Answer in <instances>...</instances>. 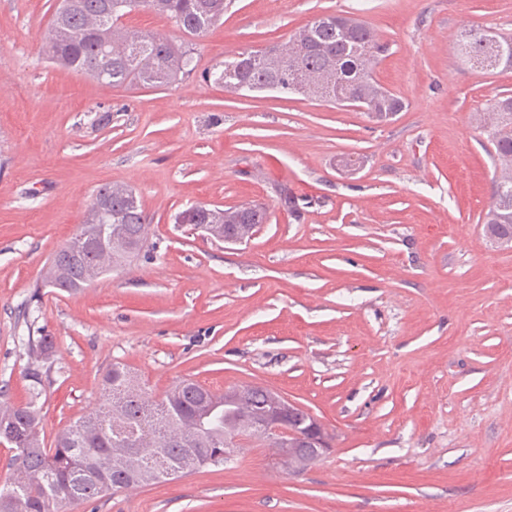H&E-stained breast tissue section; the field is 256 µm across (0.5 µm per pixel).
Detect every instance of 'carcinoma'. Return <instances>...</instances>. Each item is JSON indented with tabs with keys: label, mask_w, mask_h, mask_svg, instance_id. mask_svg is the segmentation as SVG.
<instances>
[{
	"label": "carcinoma",
	"mask_w": 512,
	"mask_h": 512,
	"mask_svg": "<svg viewBox=\"0 0 512 512\" xmlns=\"http://www.w3.org/2000/svg\"><path fill=\"white\" fill-rule=\"evenodd\" d=\"M144 7L171 20L182 32L197 36L224 16V0H60L43 39L41 52L54 64L110 84L172 86L194 71L191 49L123 24L122 18ZM290 49L256 56L241 51L214 67L209 76L236 91L244 84L273 83L277 90L338 103L344 97L367 103L369 118L390 119L405 108L402 97L384 88L374 70L383 52L374 31L344 15L327 14L296 32ZM460 60L487 71L512 67V36L488 40L476 30L461 32ZM481 124L492 146L495 192L483 217L485 237L500 246L512 244V95L500 97ZM112 210L105 237L84 228L49 260L47 275L70 290L84 288L104 271L118 270L148 251L149 218L132 189L106 185L98 190ZM197 224L215 225L211 237L243 242L266 210L249 203L221 209L195 206ZM33 381L27 405L0 404V421L14 426L8 441L12 455L9 483L0 488V512H63L131 488L184 477L229 461L225 447L241 440L268 443L282 466L293 474L306 470L285 454L284 435L255 428L261 417L277 412L283 396L263 386L241 385L213 391L183 379L161 398L152 396L132 372L112 364L101 383L97 409L59 432L45 447L38 430L37 401L42 395L40 366L29 369Z\"/></svg>",
	"instance_id": "cac0c4a2"
}]
</instances>
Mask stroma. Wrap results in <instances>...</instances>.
Here are the masks:
<instances>
[{"label":"stroma","instance_id":"35a3bbf8","mask_svg":"<svg viewBox=\"0 0 512 512\" xmlns=\"http://www.w3.org/2000/svg\"><path fill=\"white\" fill-rule=\"evenodd\" d=\"M57 6L0 0V401L26 405L40 365L49 445L119 362L157 397L183 378L269 388L330 436L296 475L244 441L228 465L68 512H512V246L483 236L495 174L474 123L512 69L456 49L465 27L512 34V0H225L192 38L137 9L126 26L194 48L169 87L53 65L39 46ZM323 14L384 45L375 76L406 102L390 121L203 79ZM109 184L136 191L153 251L84 288L39 287ZM194 203L268 220L224 243L176 224Z\"/></svg>","mask_w":512,"mask_h":512}]
</instances>
